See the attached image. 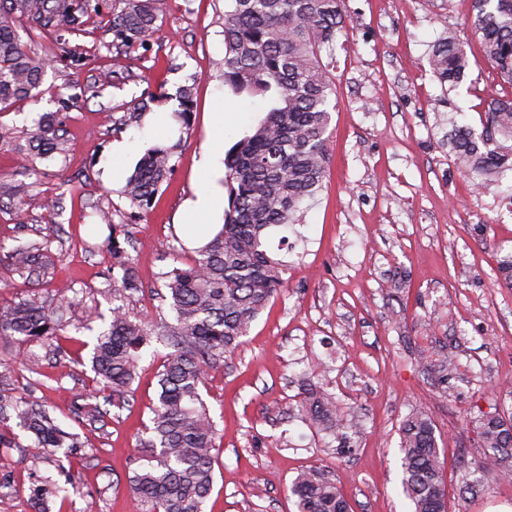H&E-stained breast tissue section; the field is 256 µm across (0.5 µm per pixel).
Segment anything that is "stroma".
<instances>
[{"label":"stroma","instance_id":"stroma-1","mask_svg":"<svg viewBox=\"0 0 512 512\" xmlns=\"http://www.w3.org/2000/svg\"><path fill=\"white\" fill-rule=\"evenodd\" d=\"M471 8V0H346L347 31L322 52L336 104L323 188L299 224L270 229L285 285L236 353L209 370L203 390L220 433L204 512H297L288 487L305 468L334 481L351 512H411L398 429L415 409L434 420L448 512H512V481L475 497L464 491L478 456L475 420L512 415V287L497 271L512 251V171L488 180L457 167L450 152L455 128L480 129L490 95H512L464 28ZM223 16L224 0H167L157 31L135 49H115L102 26L45 44V95L0 112V127L11 131L0 140V179L20 189L18 199L0 201V301L30 290L51 297L61 282L75 291L50 346L0 343L20 361L40 355L42 372L17 371L0 381V396L46 405L83 441L50 460L0 448V512H32L29 488L45 477L67 490L52 512H85L91 500L97 512H139L129 479L149 454L138 439L169 349L144 353L124 407L86 420L95 383L84 343L110 321L115 263L94 210L128 211L121 189L144 151L170 134L178 88L193 86L194 121L176 171L119 241L143 285L129 311L149 324L173 321L159 274L193 256L181 224L188 202L224 185L223 168L208 176L200 162L214 139L231 147L267 109L224 84ZM450 29L462 31L470 63L456 85L441 84L428 63ZM77 53L83 61L74 68ZM161 93L169 102L116 129L126 109ZM46 112L59 113L69 156L23 168L16 147ZM33 240L43 242L49 270L26 284L11 273L10 251ZM397 273L407 281L399 292L389 288ZM441 348L458 365L444 386L416 365L421 351ZM310 370L362 423L343 442L345 454L301 418L298 381Z\"/></svg>","mask_w":512,"mask_h":512}]
</instances>
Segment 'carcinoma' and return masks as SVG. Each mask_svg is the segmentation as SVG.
Wrapping results in <instances>:
<instances>
[{
	"mask_svg": "<svg viewBox=\"0 0 512 512\" xmlns=\"http://www.w3.org/2000/svg\"><path fill=\"white\" fill-rule=\"evenodd\" d=\"M163 0H115L112 10L90 0H0V108L36 101L46 93V60L23 43L21 22L32 24V43H53L80 36L92 24L112 30L113 43L130 50L156 29ZM345 0H225L224 84L237 94L270 103L254 130L235 142L224 159L228 207L222 228L195 250L191 262L160 273L174 322L148 326L125 309L127 295L140 291L131 262L122 258L117 239L112 253L122 271L112 289V317L93 337L91 369L97 393L120 407L131 393L142 349L151 341L171 346L159 375V394L151 408V427L142 445L152 449L130 480L142 512H203L214 482L217 430L202 388L208 370L232 354L270 300L283 286L285 265L272 258L266 239L272 227L300 221L303 205L320 191L330 162L327 143L332 120L334 80L321 58L345 28ZM468 25L479 35L483 56L512 84V0H472ZM429 65L445 83L466 75L467 54L460 36L448 32L433 46ZM193 87L178 91L175 121L184 129L193 113ZM148 104L141 102L121 116L118 125L140 122ZM482 131L465 126L451 143L455 164L486 177L512 170V96L490 97ZM180 142L156 145L138 161L120 194L131 208L150 207L175 170ZM69 141L60 123L47 113L27 132L24 158L66 161ZM42 247L21 244L12 252V272L38 276ZM61 324L48 311L47 299L31 293L0 305V339L46 343ZM418 365L441 382L457 371L453 356L418 355ZM301 408L310 428L340 439L358 433L360 423L345 418L336 399L307 379L300 385ZM13 413L0 412V424L16 421L31 437L39 456L63 448H81L78 434L62 429L49 410L17 402ZM480 455L474 459L481 477H512V418L483 415L476 420ZM402 487L414 512H448L443 462L430 415L411 411L399 429ZM297 512H350L336 484L309 469L289 487ZM60 489L32 485L36 512H49Z\"/></svg>",
	"mask_w": 512,
	"mask_h": 512,
	"instance_id": "1",
	"label": "carcinoma"
}]
</instances>
